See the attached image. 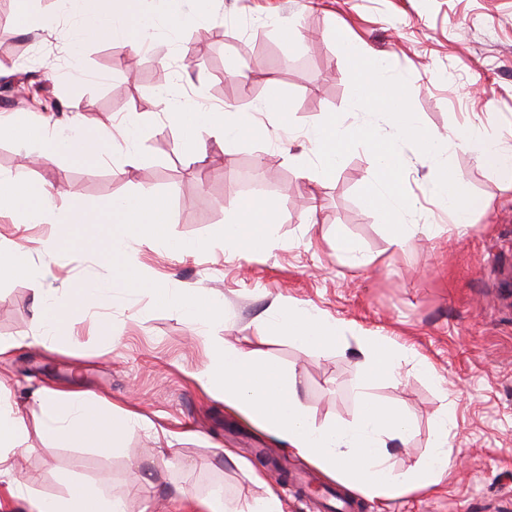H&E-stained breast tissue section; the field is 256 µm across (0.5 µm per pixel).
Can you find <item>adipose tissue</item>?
Listing matches in <instances>:
<instances>
[{"label": "adipose tissue", "instance_id": "ef3b65f1", "mask_svg": "<svg viewBox=\"0 0 512 512\" xmlns=\"http://www.w3.org/2000/svg\"><path fill=\"white\" fill-rule=\"evenodd\" d=\"M61 13L75 22L70 42L71 58H78L85 44L109 43L133 50L150 46L158 27L179 29L199 26L197 17L182 13L177 0H57ZM283 95L273 94L245 112H208L176 97H164L166 116L180 132L178 147L201 154L206 137H213L224 154H232L246 132L257 130V115L279 124L286 110ZM12 141L23 157L53 161L67 156L93 162L112 150V141L101 130L74 134L36 123L23 113L0 118V140ZM270 337L285 339L304 355H318L342 348V327L321 312L298 302L273 301L267 322ZM360 359L359 409L353 420L317 422L300 395L297 376L257 352L213 343L210 361L196 375L198 382L225 407L250 424L271 434L314 466L324 477L341 483L353 493L392 501L407 493L438 484L450 463L448 412L440 410L430 434V452L414 466L396 469L390 442L409 443L413 427L397 405L374 399L375 382L395 377L406 349L385 336L357 339ZM34 417L51 437L99 444L102 450L123 447L127 435L139 424L128 411L114 410L100 398L80 391L45 390L39 393ZM26 424L14 407L0 398V478L8 480V495L0 512H13L23 500L26 512H126L125 499L103 483L72 482L66 495L31 494L15 478L12 458L25 441ZM208 512H285L274 491L249 501L212 492Z\"/></svg>", "mask_w": 512, "mask_h": 512}]
</instances>
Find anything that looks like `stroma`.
Returning a JSON list of instances; mask_svg holds the SVG:
<instances>
[{
    "label": "stroma",
    "instance_id": "stroma-1",
    "mask_svg": "<svg viewBox=\"0 0 512 512\" xmlns=\"http://www.w3.org/2000/svg\"><path fill=\"white\" fill-rule=\"evenodd\" d=\"M181 8L213 13L204 34L163 28L147 51L87 44L84 76L75 82L68 70L70 26L54 0H33L34 36L21 32L16 0H0V65L25 68L46 83L60 104L51 114L56 127L102 121L118 143L124 121L152 120L137 145L140 164L132 177L117 176L118 153L97 166L61 161L30 169L33 182L64 186L56 197L59 216L77 207L97 217L98 226L73 247L59 244L64 227L22 224L12 211H0V240L31 262L28 275L0 280V337L19 341L0 355V393L26 413L41 389L77 390L141 420L125 448L112 452L49 438L27 420L17 462L32 478L31 492L64 494L69 475L109 481L123 493L127 512H204L201 500L220 484L240 499L274 490L286 512H337L339 484L225 410L195 375L208 363L212 341L256 350L295 371L317 421H349L358 409L356 335L364 331L393 337L407 351L400 377L372 389L377 399L399 403L415 426L409 444L391 442L394 466L406 469L427 455L443 406L453 421L452 463L436 487L387 504L348 495L352 512H512V179L470 150L449 148L447 162L461 188L488 203L457 227L429 194L420 151L402 144L403 183L414 204L404 221L415 232L413 245L402 250L358 197L373 157L356 149L335 178L312 183L296 163L310 157L309 144L288 136L289 129L353 110L350 67L334 37L341 28L354 49L384 57L406 78L425 129L445 135L473 122L492 136H512V0H182ZM246 53L261 64L242 93L231 71ZM163 88L215 111L245 110L279 91L288 97L285 125L248 137L229 156L214 144L206 155H186L177 151L179 133L163 112ZM248 171L267 184L264 197L278 209L274 245L253 259L212 239L225 214L249 197L242 183ZM142 188L169 196L172 233L212 243L190 255L144 243L127 260L173 291L199 288L221 303L226 319L208 335L195 334L144 293L116 289L97 314L65 303L85 283L111 281L107 210L113 197ZM340 235L374 263L342 260ZM44 297L63 305V328L54 339L38 336L35 326ZM276 300L302 302L343 326L345 353L307 358L287 340L267 337ZM421 360L434 366L442 385L420 373ZM238 457L263 472L267 486L252 482L235 465Z\"/></svg>",
    "mask_w": 512,
    "mask_h": 512
}]
</instances>
